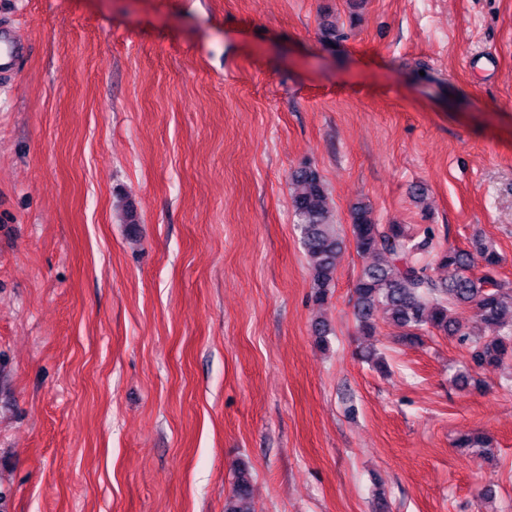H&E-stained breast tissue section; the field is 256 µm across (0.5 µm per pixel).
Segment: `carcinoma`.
Here are the masks:
<instances>
[{"mask_svg":"<svg viewBox=\"0 0 512 512\" xmlns=\"http://www.w3.org/2000/svg\"><path fill=\"white\" fill-rule=\"evenodd\" d=\"M294 186L291 206L297 218L301 242L307 256L314 295L325 300L336 276L343 239L328 216V194L319 171L304 165L290 175ZM352 236L356 250L365 259L354 285L355 310L360 330L376 332L381 316L403 329L409 343L421 341L422 333L437 331L458 342H472L466 370L456 374L463 389L473 380L472 372L496 367L512 360V284L498 280L493 271L500 265L498 253L481 237L467 249L446 247L436 254V264L448 268V279L437 280L429 267L413 260L427 240L415 241L400 224H379L369 208L360 204L352 211ZM486 273H472L475 258ZM457 307L472 310L465 322L453 314ZM493 326L497 335L471 339V325ZM224 512H252V484L248 469L238 468L235 489L224 504Z\"/></svg>","mask_w":512,"mask_h":512,"instance_id":"1","label":"carcinoma"}]
</instances>
